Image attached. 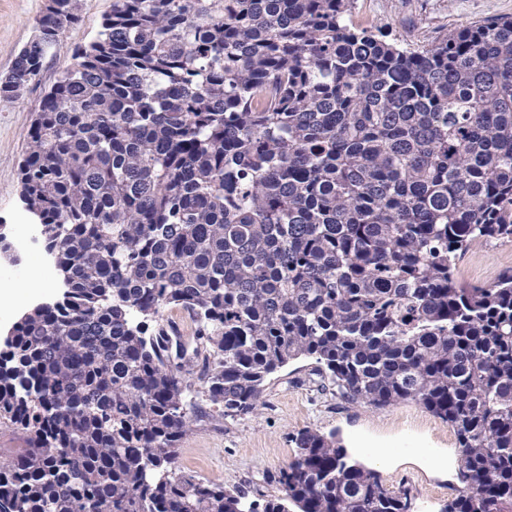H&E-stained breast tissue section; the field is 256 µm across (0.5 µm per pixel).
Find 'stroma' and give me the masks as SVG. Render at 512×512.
I'll return each mask as SVG.
<instances>
[{
	"label": "stroma",
	"mask_w": 512,
	"mask_h": 512,
	"mask_svg": "<svg viewBox=\"0 0 512 512\" xmlns=\"http://www.w3.org/2000/svg\"><path fill=\"white\" fill-rule=\"evenodd\" d=\"M46 0H0V74L10 69L30 41ZM81 21L52 50L37 80L22 97L0 104V227L14 235L31 217L20 201V165L27 133L45 88L74 62V49L92 41L112 0H78ZM512 16V0H356L354 25L374 27L409 47L435 41L470 23L494 16ZM512 271V242L478 244L464 256L459 280L489 286ZM17 295L0 334L34 305L58 298L62 278L52 273L46 290H28L16 282ZM315 363L300 359L272 377L256 413L238 419H218V409L202 403V415L179 445L178 469L226 486L242 489L249 499L263 501L277 494L279 470L294 457L293 437L313 428L333 432L349 454L375 470L384 486L408 491L412 512H441L460 489L456 436L441 419L413 401L383 409L349 403L317 388Z\"/></svg>",
	"instance_id": "35a3bbf8"
}]
</instances>
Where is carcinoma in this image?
Returning a JSON list of instances; mask_svg holds the SVG:
<instances>
[{"label": "carcinoma", "instance_id": "1", "mask_svg": "<svg viewBox=\"0 0 512 512\" xmlns=\"http://www.w3.org/2000/svg\"><path fill=\"white\" fill-rule=\"evenodd\" d=\"M354 2L112 0L44 93L20 197L66 289L0 345V426L27 436L0 512H411L334 432L300 430L261 504L176 467L194 381L241 418L300 358L448 423L442 512H512V273L456 274L512 241V16L408 48ZM79 22L51 0L1 103ZM512 270V242L493 241L472 247L459 264L458 279L465 285L489 286Z\"/></svg>", "mask_w": 512, "mask_h": 512}]
</instances>
